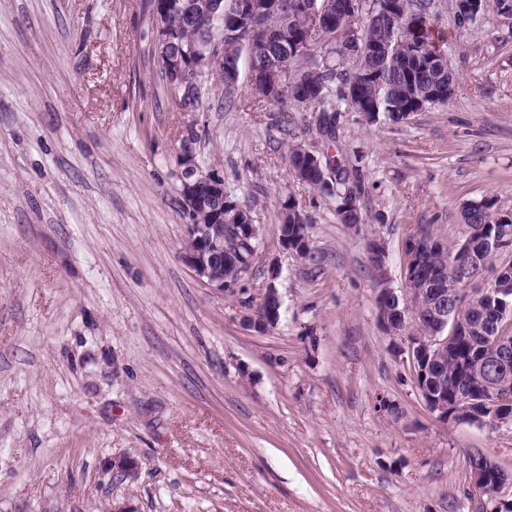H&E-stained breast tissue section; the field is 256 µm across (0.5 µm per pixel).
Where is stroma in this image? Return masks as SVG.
<instances>
[{
	"mask_svg": "<svg viewBox=\"0 0 512 512\" xmlns=\"http://www.w3.org/2000/svg\"><path fill=\"white\" fill-rule=\"evenodd\" d=\"M434 11L455 96L398 125L342 105L328 140L216 81L183 105L148 0H0V512H479L468 456L512 472V421L439 420L375 305L420 228L454 244L465 205L512 211V16ZM188 136L259 226L240 286L278 288L271 334L182 258ZM294 141L360 169L361 224L290 179ZM290 199L315 261L277 242ZM120 454L136 479L110 471Z\"/></svg>",
	"mask_w": 512,
	"mask_h": 512,
	"instance_id": "1",
	"label": "stroma"
}]
</instances>
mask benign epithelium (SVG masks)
<instances>
[{"instance_id":"7a95c632","label":"benign epithelium","mask_w":512,"mask_h":512,"mask_svg":"<svg viewBox=\"0 0 512 512\" xmlns=\"http://www.w3.org/2000/svg\"><path fill=\"white\" fill-rule=\"evenodd\" d=\"M459 7L455 18L467 25L480 17L482 6L479 0H458ZM168 2L155 0L152 24L155 33V51L163 73L164 82L171 88L183 93V99L196 101L197 89L210 81L219 67L239 75L243 56L236 53V47H251L260 39L274 36L270 29L261 30L248 21L256 19L269 10L271 0H237V13L230 19L210 10L207 0H194L180 6L184 24L194 26L201 21L210 22L224 32V43L196 44L187 48L174 42L172 29L167 23ZM294 11L307 23L313 39L322 38L325 31L336 25L347 31L352 37V47L359 53L376 54L381 46L376 43L360 41L363 27V10L356 7L353 0H295ZM307 155L306 177L315 182L326 178L327 172L322 168L321 157L309 149ZM181 171L180 196L184 215L187 218L184 258L195 276L205 285L221 295H241L239 288L225 287L224 269L230 268L236 273L237 280H242L249 271L242 264L241 244L250 246L260 244L259 225L226 224L220 213L224 210V178L213 172L203 173L199 170L196 155L192 147V138L182 141L179 153ZM208 210L214 215L212 224H197L195 214ZM432 242L417 235L411 237L410 253L406 256L405 286L401 292L387 286L385 272H380L376 296L377 316L390 335L400 338L401 351L407 353L408 359L429 362L433 347L441 346L444 332L451 336H466L470 327L448 324V311L451 305L470 303L467 289L455 288L448 294L442 288L431 287V281H443L448 272L436 270L426 274L424 270L427 247ZM245 326L261 335L272 332L282 318V300L274 283H269L258 302L246 298L238 300ZM425 326V331L415 336H405L403 331L408 321ZM427 408L446 422H465L469 420L467 412L472 404L471 396L462 391L455 393L454 400H448V381L438 375L430 388L420 389ZM470 476L475 489L487 496V512H502L504 501L497 498L500 489L512 482L508 473L496 482H490L489 473L476 452L469 457ZM110 470L123 478L133 479L138 475L137 460L118 455L110 460Z\"/></svg>"}]
</instances>
